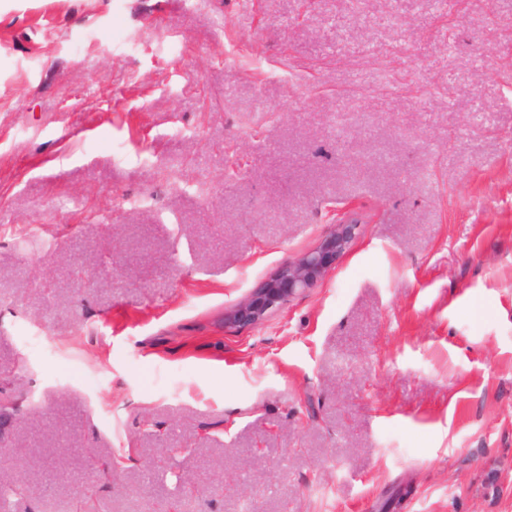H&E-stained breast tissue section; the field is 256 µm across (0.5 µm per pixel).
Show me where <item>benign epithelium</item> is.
Segmentation results:
<instances>
[{
  "label": "benign epithelium",
  "mask_w": 512,
  "mask_h": 512,
  "mask_svg": "<svg viewBox=\"0 0 512 512\" xmlns=\"http://www.w3.org/2000/svg\"><path fill=\"white\" fill-rule=\"evenodd\" d=\"M359 229L351 218L336 221L313 246L280 264L243 299L224 309V328L234 332L257 326L323 281L351 250Z\"/></svg>",
  "instance_id": "7a95c632"
}]
</instances>
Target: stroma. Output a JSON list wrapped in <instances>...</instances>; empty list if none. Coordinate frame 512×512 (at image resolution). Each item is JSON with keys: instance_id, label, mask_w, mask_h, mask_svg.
<instances>
[{"instance_id": "stroma-1", "label": "stroma", "mask_w": 512, "mask_h": 512, "mask_svg": "<svg viewBox=\"0 0 512 512\" xmlns=\"http://www.w3.org/2000/svg\"><path fill=\"white\" fill-rule=\"evenodd\" d=\"M8 396L9 512H512V0H9ZM352 218L333 223L313 246L280 264L233 306L224 310V328L240 331L267 320L284 304L323 281L348 254L359 235Z\"/></svg>"}]
</instances>
